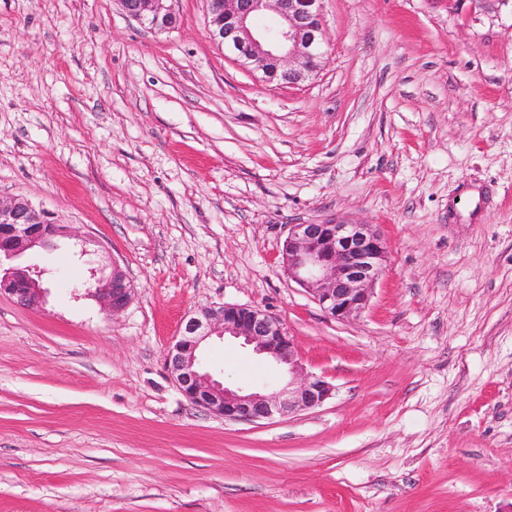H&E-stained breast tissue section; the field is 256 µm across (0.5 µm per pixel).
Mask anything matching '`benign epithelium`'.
Returning a JSON list of instances; mask_svg holds the SVG:
<instances>
[{
	"label": "benign epithelium",
	"instance_id": "obj_1",
	"mask_svg": "<svg viewBox=\"0 0 512 512\" xmlns=\"http://www.w3.org/2000/svg\"><path fill=\"white\" fill-rule=\"evenodd\" d=\"M123 11L159 32L176 26L169 0H118ZM210 36L237 63L262 74L266 83L295 86L320 69L327 54L321 0H207ZM264 10L276 13L272 30L255 27ZM65 227L22 197L0 200V293L26 306L41 302L46 270L20 265L28 251L47 248ZM389 248L372 224L324 221L288 225L282 263L288 278L300 286L330 318L346 321L369 305L372 286L384 271ZM133 288L117 265L95 280V294L108 313L122 312ZM213 336L240 339L253 351L288 369V384L263 394L231 389L205 370L201 346ZM165 364L179 391L189 401L226 421H261L321 406L333 386L310 373L295 340L281 321L259 307L204 305L189 312L165 354Z\"/></svg>",
	"mask_w": 512,
	"mask_h": 512
}]
</instances>
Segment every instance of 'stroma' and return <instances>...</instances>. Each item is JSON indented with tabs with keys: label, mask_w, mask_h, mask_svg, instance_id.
I'll list each match as a JSON object with an SVG mask.
<instances>
[{
	"label": "stroma",
	"mask_w": 512,
	"mask_h": 512,
	"mask_svg": "<svg viewBox=\"0 0 512 512\" xmlns=\"http://www.w3.org/2000/svg\"><path fill=\"white\" fill-rule=\"evenodd\" d=\"M0 0V198L66 225L26 307L0 295V512H512V0H322L329 48L263 82L171 0ZM375 225L368 308L327 317L281 260L292 224ZM132 300L86 290L113 264ZM206 304L268 310L321 406L197 407L164 366ZM232 387L286 369L235 339ZM123 11L150 29L165 32L176 26L177 18L169 0H118Z\"/></svg>",
	"instance_id": "stroma-1"
}]
</instances>
